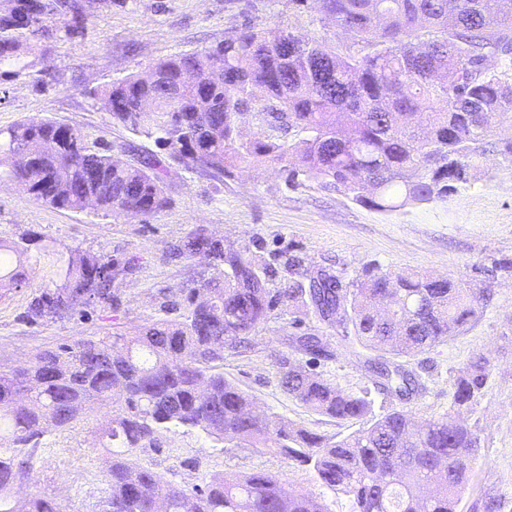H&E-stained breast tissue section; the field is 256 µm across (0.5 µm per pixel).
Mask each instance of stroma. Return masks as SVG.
Instances as JSON below:
<instances>
[{"label": "stroma", "mask_w": 512, "mask_h": 512, "mask_svg": "<svg viewBox=\"0 0 512 512\" xmlns=\"http://www.w3.org/2000/svg\"><path fill=\"white\" fill-rule=\"evenodd\" d=\"M247 20L332 43L349 40L314 0L300 9L289 7L288 0H101L82 36L48 41L43 53L27 56V68L0 75V129L23 119H51L108 142L113 156L126 162L157 153L153 140L113 124L95 90L160 59L219 42L227 30ZM164 166L170 204L144 221L56 209L0 177V239L30 240L20 267L28 287L0 292V369L25 367L40 351L91 336L129 335L160 317L163 294L175 296L192 287L204 268L201 259L170 253L198 228L225 243L249 246L263 258L296 256L306 267L326 268L348 279L376 266L450 277L465 288L479 282L491 296L476 318L409 363L424 394L401 401L376 392L373 408L378 414L404 409L423 418L446 414L456 371L471 354L491 358L484 397L461 413L479 438V450L457 512H512V276L491 270L493 261L512 260V160L488 153L484 175L448 203L410 206L394 214L314 185L289 187L272 166L241 168L223 178L170 160ZM49 242L63 255L79 249L123 256L133 261L134 270L112 305L92 307L80 317L31 324L24 318L30 288L51 283L48 266L38 261L41 246ZM301 330L326 336L334 352L318 367L326 379L348 391L369 388L360 346L343 342L336 330L309 319ZM291 333L287 315L275 316L260 328L250 349L225 358V377L252 395L259 410L314 433L340 438L358 430L359 421L315 414L280 388L274 356L290 351ZM104 417V410L97 409L73 430L47 428L23 481V494L53 499L58 512H100L109 492V458L95 447ZM135 460L188 489L204 485L218 472L272 473L324 500L330 512L352 510L348 496L334 494L312 470L276 450L228 441L216 445L196 430L161 431L156 447L137 449Z\"/></svg>", "instance_id": "35a3bbf8"}]
</instances>
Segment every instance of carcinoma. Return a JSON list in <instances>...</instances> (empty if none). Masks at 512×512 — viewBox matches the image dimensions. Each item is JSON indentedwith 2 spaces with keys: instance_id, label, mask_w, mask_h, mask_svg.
Segmentation results:
<instances>
[{
  "instance_id": "cac0c4a2",
  "label": "carcinoma",
  "mask_w": 512,
  "mask_h": 512,
  "mask_svg": "<svg viewBox=\"0 0 512 512\" xmlns=\"http://www.w3.org/2000/svg\"><path fill=\"white\" fill-rule=\"evenodd\" d=\"M40 2L7 0L0 9V65L34 51L39 38L20 20ZM487 3L455 0L450 13L448 0H318L359 50L248 21L214 45L159 60L150 84L131 74L94 96L112 104L113 121L190 168L230 176L244 162L270 164L291 187L316 185L384 214L446 203L480 178L493 119L512 113V0H494L490 10ZM85 20L75 4L46 18L56 39L80 33ZM183 71L196 81H179ZM146 96L151 112L140 108ZM250 103L266 111L268 125L244 140ZM51 138L59 145L48 151ZM0 166L34 200L57 209L81 210L92 195L106 216L138 205L147 220L168 205L160 158L116 164L101 140L51 121L0 130ZM26 242H0V290L30 286L16 267ZM174 251L210 262L182 300L164 297V316L131 336L63 344L22 371H0V512H15L44 429L75 428L90 404L109 415L97 435L112 456L101 512H156L159 501L163 512H328L272 473L214 475L187 490L131 459L172 426L216 443L276 448L351 497L353 512H456L478 438L452 415L375 414L369 389L346 391L314 369L333 357L317 334L296 338L307 359L275 355L276 374L314 413L363 423L340 439L260 413L218 365L251 347L278 310L355 339L371 353L374 386L408 400L423 387L399 359L448 341L477 315L488 289L378 268L347 282L322 268L316 278L294 259L280 269L202 229ZM132 271L128 259L77 250L52 265L55 286L34 290L24 318L53 322L90 303L110 306ZM490 369L485 354L469 358L453 377L451 410L484 396ZM27 504L25 512H56L44 496Z\"/></svg>"
}]
</instances>
